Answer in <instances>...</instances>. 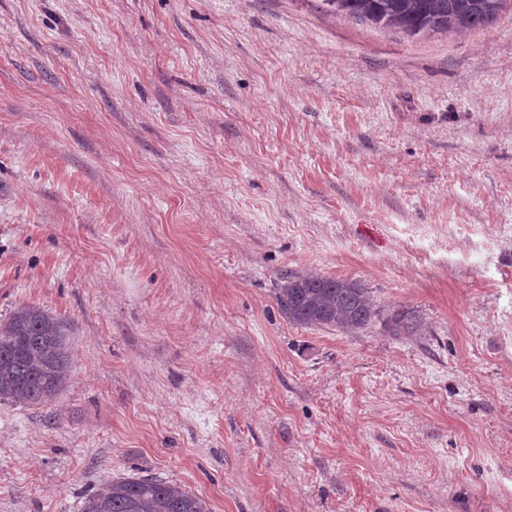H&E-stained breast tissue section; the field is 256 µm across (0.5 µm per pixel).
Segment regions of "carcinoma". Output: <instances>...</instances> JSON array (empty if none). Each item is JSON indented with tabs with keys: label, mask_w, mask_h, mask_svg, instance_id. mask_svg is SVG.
Returning a JSON list of instances; mask_svg holds the SVG:
<instances>
[{
	"label": "carcinoma",
	"mask_w": 512,
	"mask_h": 512,
	"mask_svg": "<svg viewBox=\"0 0 512 512\" xmlns=\"http://www.w3.org/2000/svg\"><path fill=\"white\" fill-rule=\"evenodd\" d=\"M324 8L356 21L399 30L460 33L492 26L509 0H321ZM280 313L301 326L354 332L377 316L361 284L315 273L287 274L277 288ZM391 332L412 335L420 323L409 311L389 319ZM68 322L24 305L0 320V401L30 406L48 402L65 385L69 364ZM81 512H210L200 496L152 476L129 474L104 482L86 496Z\"/></svg>",
	"instance_id": "1"
}]
</instances>
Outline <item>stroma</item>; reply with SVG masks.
Wrapping results in <instances>:
<instances>
[{
	"label": "stroma",
	"instance_id": "35a3bbf8",
	"mask_svg": "<svg viewBox=\"0 0 512 512\" xmlns=\"http://www.w3.org/2000/svg\"><path fill=\"white\" fill-rule=\"evenodd\" d=\"M309 272L377 318L288 323ZM21 305L73 363L0 401V512L130 473L211 512H512V10L409 38L320 0H0ZM388 322L391 332L396 336L412 335L420 328V323L409 311L396 312Z\"/></svg>",
	"mask_w": 512,
	"mask_h": 512
}]
</instances>
